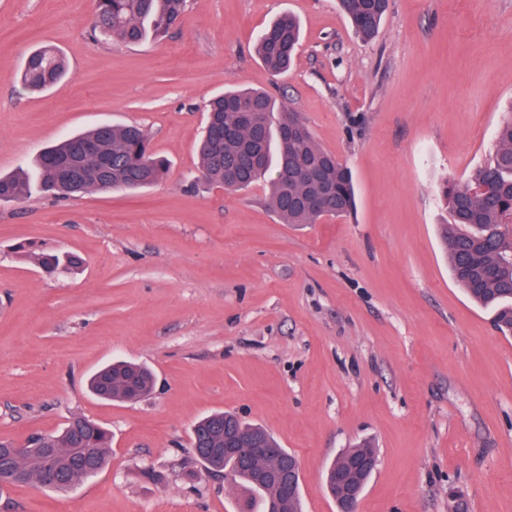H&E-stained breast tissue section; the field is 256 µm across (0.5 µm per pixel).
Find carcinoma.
Wrapping results in <instances>:
<instances>
[{
	"mask_svg": "<svg viewBox=\"0 0 512 512\" xmlns=\"http://www.w3.org/2000/svg\"><path fill=\"white\" fill-rule=\"evenodd\" d=\"M339 10L364 39L379 31L389 0H337ZM187 0H96L94 30L103 41L135 44L148 37L165 36L180 22ZM300 42L297 19L285 14L273 20L259 35L256 53L264 67L275 75L288 71ZM67 72L64 56L44 45L31 52L21 72L22 83L41 93L57 85ZM206 125L198 147L200 168L212 185L240 191L271 175L269 205L288 224H313L325 215H345L356 205L355 189L348 169L320 147L311 129L292 109L269 93L250 88H228L206 107ZM299 124L288 142L282 129L288 120ZM94 142L99 153L87 155L82 147ZM69 165L96 177L73 182L58 177L57 169ZM167 160L157 154L149 133L138 125L100 124L74 134L45 149L36 161L35 179L21 174L0 175V201L20 200L33 183L47 193L74 196L89 190L112 192L147 188L163 180ZM326 192L329 205L315 211L309 198ZM441 193L449 207L451 223L442 225V238L449 249L452 274L477 304L495 312L494 322L505 335L512 334V241L500 232L512 215V118L498 129L497 149L487 164L465 183L447 182ZM45 270L61 266L77 270L82 259L69 254L34 253ZM94 395L107 401H136L151 393L153 373L146 367L114 362L91 378ZM239 432L246 438L276 443L264 429L241 421L229 412H214L199 420L192 432L197 459L208 470L226 472L250 494L256 512H301V496L278 500L273 484L256 482V465L227 458L221 453L224 436ZM28 447L0 440V485L43 486V472L51 468L58 480L46 486L67 492L79 482L97 475L106 465L112 448V433L95 421L77 415L58 434H36ZM374 454L365 442L346 448L328 467L326 487L336 496V473L361 454Z\"/></svg>",
	"mask_w": 512,
	"mask_h": 512,
	"instance_id": "cac0c4a2",
	"label": "carcinoma"
}]
</instances>
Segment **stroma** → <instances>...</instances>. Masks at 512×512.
<instances>
[{"label":"stroma","mask_w":512,"mask_h":512,"mask_svg":"<svg viewBox=\"0 0 512 512\" xmlns=\"http://www.w3.org/2000/svg\"><path fill=\"white\" fill-rule=\"evenodd\" d=\"M93 13L0 0V174L102 123L141 125L170 169L146 190L0 202V440L77 414L112 432L97 476L11 487L0 512H243L191 448L217 410L296 456L302 512H338L325 469L365 440L379 465L358 512H512V336L453 279L439 192L512 116V0H390L371 40L336 0H189L179 27L136 45L94 41ZM283 14L302 40L276 77L253 43ZM44 44L69 73L33 96L18 74ZM229 85L302 114L350 169L354 212L288 224L266 182L206 183L203 107ZM34 249L84 264L48 273ZM115 360L150 367L154 391L94 397L90 375Z\"/></svg>","instance_id":"stroma-1"}]
</instances>
